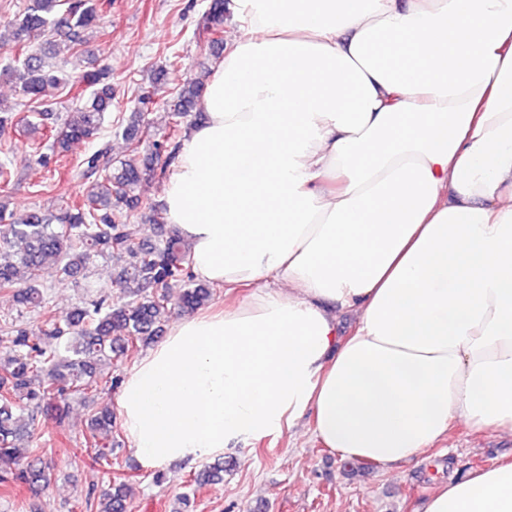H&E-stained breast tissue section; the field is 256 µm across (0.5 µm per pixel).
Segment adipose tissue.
Segmentation results:
<instances>
[{
    "instance_id": "obj_1",
    "label": "adipose tissue",
    "mask_w": 512,
    "mask_h": 512,
    "mask_svg": "<svg viewBox=\"0 0 512 512\" xmlns=\"http://www.w3.org/2000/svg\"><path fill=\"white\" fill-rule=\"evenodd\" d=\"M160 195L193 276L118 404L150 467L310 417L391 469L453 421L512 434V0H233ZM359 316L349 335L337 314ZM424 512H512V461Z\"/></svg>"
}]
</instances>
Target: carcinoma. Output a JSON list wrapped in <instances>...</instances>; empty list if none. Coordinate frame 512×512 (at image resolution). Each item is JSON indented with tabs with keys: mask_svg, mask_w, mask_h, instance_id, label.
Listing matches in <instances>:
<instances>
[{
	"mask_svg": "<svg viewBox=\"0 0 512 512\" xmlns=\"http://www.w3.org/2000/svg\"><path fill=\"white\" fill-rule=\"evenodd\" d=\"M103 0H27L21 15L0 31V50L13 54L4 74L19 84L22 95L33 104L44 102L49 88H67L82 105L68 113L55 138L56 146L68 149L71 142L91 139L101 129L103 112L112 104V84L106 73L90 70L75 80L50 66L45 56L29 51L36 33L63 38L74 45L83 43L81 33L100 24ZM224 0H212L203 17L209 42L222 44ZM202 82L190 80L164 102L171 113L170 136L153 144L155 153L166 151L168 163L176 159L182 119L197 111ZM146 112H130L123 137L140 140L146 127ZM154 174L147 164L133 157L112 164L101 148L84 162L81 176L89 180L82 194L58 211L16 214L0 196V291H12L18 303L37 308L38 330L4 326L11 335L13 350L0 356V462L15 464L26 459L24 470H0V485L8 488L20 479L35 490L48 482L43 457L45 450L22 451L17 444L21 427L15 411L31 407L27 426L35 427L38 413L54 409L64 394L88 396L103 385L119 383V378L98 376L96 364L112 354L144 348L161 338L162 322L170 312V290L182 289L178 306L192 313L209 301L211 292L188 274L189 248L172 229L156 247L145 246L134 237L128 224L129 211L140 204L137 186ZM100 254L124 259L117 281L127 289L130 300L112 304L103 294L84 307L59 316L49 306L42 290V272L52 266L63 281L87 268ZM15 257L26 268V279H17ZM109 410L90 415V446L95 462L110 464L113 446L98 441L112 431ZM224 478V463L199 471L196 482H218ZM128 486L108 483L101 492L99 512H126Z\"/></svg>",
	"mask_w": 512,
	"mask_h": 512,
	"instance_id": "carcinoma-1",
	"label": "carcinoma"
}]
</instances>
